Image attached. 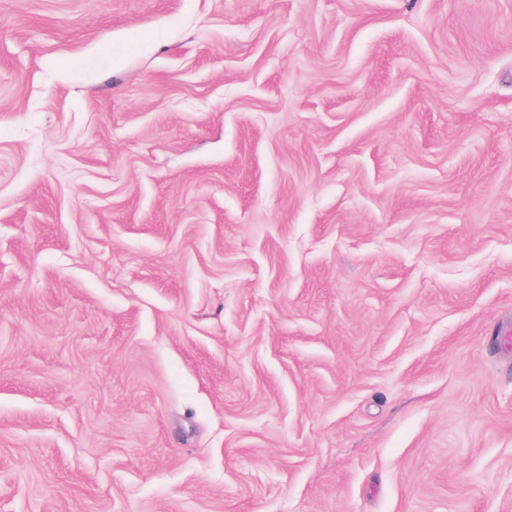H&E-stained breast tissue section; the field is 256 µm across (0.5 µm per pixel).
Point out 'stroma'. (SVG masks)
Wrapping results in <instances>:
<instances>
[{
    "mask_svg": "<svg viewBox=\"0 0 512 512\" xmlns=\"http://www.w3.org/2000/svg\"><path fill=\"white\" fill-rule=\"evenodd\" d=\"M0 512H512V0H0Z\"/></svg>",
    "mask_w": 512,
    "mask_h": 512,
    "instance_id": "stroma-1",
    "label": "stroma"
}]
</instances>
